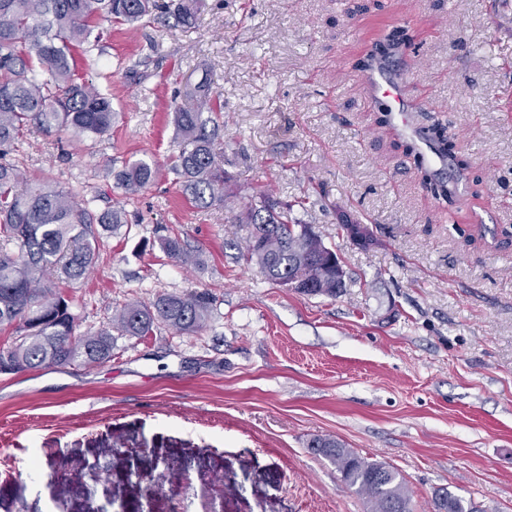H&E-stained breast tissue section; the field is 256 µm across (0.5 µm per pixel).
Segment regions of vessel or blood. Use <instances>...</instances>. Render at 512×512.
<instances>
[{"mask_svg": "<svg viewBox=\"0 0 512 512\" xmlns=\"http://www.w3.org/2000/svg\"><path fill=\"white\" fill-rule=\"evenodd\" d=\"M366 83L372 101L389 112L392 131L418 140V154L430 169L436 172L449 169L451 163L447 155L427 139L421 138L411 123L406 97V74L401 66L377 62L367 71Z\"/></svg>", "mask_w": 512, "mask_h": 512, "instance_id": "b4317fda", "label": "vessel or blood"}]
</instances>
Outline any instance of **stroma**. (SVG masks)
Instances as JSON below:
<instances>
[{
	"instance_id": "35a3bbf8",
	"label": "stroma",
	"mask_w": 512,
	"mask_h": 512,
	"mask_svg": "<svg viewBox=\"0 0 512 512\" xmlns=\"http://www.w3.org/2000/svg\"><path fill=\"white\" fill-rule=\"evenodd\" d=\"M78 69L112 99L101 138L28 132L8 159L96 211L122 207L78 331L161 291L215 299L201 332L115 336L111 361L0 374V512H366L308 447L331 436L396 468L416 512L436 489L512 512V0H202L193 29L97 25ZM397 40L416 128L447 126L468 193H434L415 142L371 103L361 61ZM208 82L240 198L272 190L336 250L345 290L303 295L243 257L234 205L193 207L172 112ZM154 161L124 196L113 170ZM368 226L360 246L341 218ZM179 236L205 269L159 248ZM50 466L33 474L32 457Z\"/></svg>"
}]
</instances>
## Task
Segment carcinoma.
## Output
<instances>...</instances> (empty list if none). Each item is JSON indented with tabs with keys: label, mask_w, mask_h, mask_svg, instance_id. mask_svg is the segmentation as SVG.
Instances as JSON below:
<instances>
[{
	"label": "carcinoma",
	"mask_w": 512,
	"mask_h": 512,
	"mask_svg": "<svg viewBox=\"0 0 512 512\" xmlns=\"http://www.w3.org/2000/svg\"><path fill=\"white\" fill-rule=\"evenodd\" d=\"M183 28L196 23L197 0H0V157L25 131L62 128L88 137L112 130V99L76 73L74 50L89 41L93 24L136 27L153 12ZM177 154L174 170L183 191L199 208L235 196L233 176L220 149L224 103L200 90L194 108H175ZM155 163L126 161L115 183L134 195L155 177ZM291 205L267 191L251 195L237 215L247 232V259L266 279L282 284L300 274L314 285L312 295L336 296L330 252L298 250L307 225L290 217ZM125 226L120 208L92 213L74 201L70 188L45 176L28 177L11 162H0V327L14 339L0 350L15 371L52 365L92 367L112 358L116 331L145 337L163 324L181 335L200 331L211 318L215 298L207 291L163 292L149 302L132 301L112 316L111 327L75 334L67 289L85 279L99 255L103 234ZM15 245L18 254L7 251ZM160 249L181 264L202 266L206 259L178 237H164ZM314 454L336 467L341 481L366 500L367 512H414L406 479L389 465L369 461L340 441L317 436ZM434 512H478L472 502L445 490L433 497Z\"/></svg>",
	"instance_id": "cac0c4a2"
}]
</instances>
